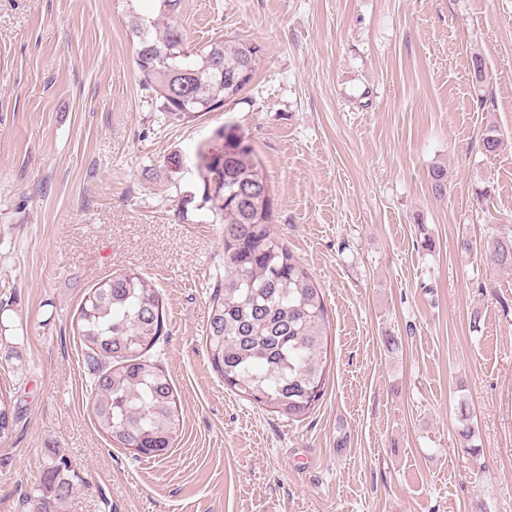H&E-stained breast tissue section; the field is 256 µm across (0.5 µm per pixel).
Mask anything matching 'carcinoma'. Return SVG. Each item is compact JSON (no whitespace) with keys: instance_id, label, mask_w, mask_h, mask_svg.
I'll return each mask as SVG.
<instances>
[{"instance_id":"1","label":"carcinoma","mask_w":512,"mask_h":512,"mask_svg":"<svg viewBox=\"0 0 512 512\" xmlns=\"http://www.w3.org/2000/svg\"><path fill=\"white\" fill-rule=\"evenodd\" d=\"M138 38L135 62L157 111L192 123L224 108L250 84L260 47L224 38L191 47L183 29L130 15ZM196 164L209 210L224 221V284L214 289L205 329L213 370L224 386L291 421L308 417L325 394L328 314L309 270L270 229L272 196L253 148L234 127L216 129ZM437 196L448 190L446 169L429 171ZM458 249L490 267L512 269V235L491 232L462 238ZM160 293L142 274L103 279L72 321L84 356L93 365L91 410L100 431L134 455L155 457L180 434L177 398L168 374L151 360L163 335ZM20 411L12 390L0 388V443L12 438ZM458 436L471 457L475 431L466 406L458 409ZM70 463L54 455L43 471L42 494L30 512H59L73 491Z\"/></svg>"}]
</instances>
